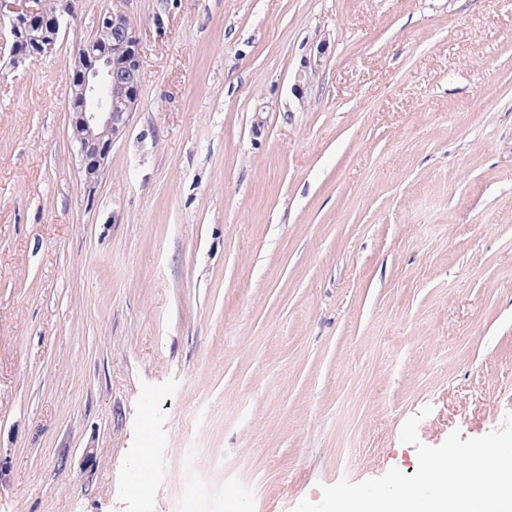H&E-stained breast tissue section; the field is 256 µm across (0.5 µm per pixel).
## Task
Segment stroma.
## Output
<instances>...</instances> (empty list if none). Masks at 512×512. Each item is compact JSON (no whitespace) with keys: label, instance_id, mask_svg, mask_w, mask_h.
Returning a JSON list of instances; mask_svg holds the SVG:
<instances>
[{"label":"stroma","instance_id":"obj_1","mask_svg":"<svg viewBox=\"0 0 512 512\" xmlns=\"http://www.w3.org/2000/svg\"><path fill=\"white\" fill-rule=\"evenodd\" d=\"M139 104L94 181L68 72ZM0 58V512H293L512 412V0H78ZM197 467L181 464L184 423ZM164 448L168 478L130 493ZM114 41L124 48L122 56L113 55L112 49L120 48ZM138 45L130 15L122 8H112L99 17L93 36L80 44L74 67L68 73L72 128L80 168L89 180L98 175L112 141L137 108Z\"/></svg>","mask_w":512,"mask_h":512}]
</instances>
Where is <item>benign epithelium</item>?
<instances>
[{
    "label": "benign epithelium",
    "instance_id": "1",
    "mask_svg": "<svg viewBox=\"0 0 512 512\" xmlns=\"http://www.w3.org/2000/svg\"><path fill=\"white\" fill-rule=\"evenodd\" d=\"M75 0H0V20L9 21L12 59L53 51ZM124 48L115 56L112 42ZM69 112L78 144L80 168L95 178L139 101L140 59L135 25L122 8L104 12L93 36L80 44L72 71Z\"/></svg>",
    "mask_w": 512,
    "mask_h": 512
}]
</instances>
